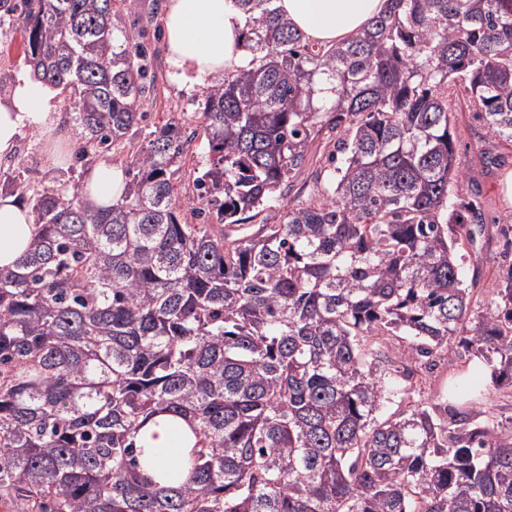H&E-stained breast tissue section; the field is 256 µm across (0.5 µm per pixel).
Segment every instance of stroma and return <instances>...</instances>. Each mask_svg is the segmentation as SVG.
Here are the masks:
<instances>
[{"label": "stroma", "instance_id": "1", "mask_svg": "<svg viewBox=\"0 0 512 512\" xmlns=\"http://www.w3.org/2000/svg\"><path fill=\"white\" fill-rule=\"evenodd\" d=\"M154 68L157 75L158 99L150 107L149 125L162 126L173 121L183 131L194 133L184 168L177 181L180 199L188 223H196L192 201L195 196L192 170L201 165L205 156L202 126L201 85L176 77L167 60L164 42H157ZM0 73L7 75V82L0 84V100L5 99L18 77L31 75L23 49L22 37L12 26L10 19L0 20ZM65 140H57L48 134L28 130L19 139L15 152L0 157V173L19 169L24 171L30 190L38 191L55 185L57 171L74 164L75 156L83 145L72 124H65ZM482 207L486 221L475 225L474 240L466 244L463 280L473 284L474 298L486 303L494 298L501 276L512 266V156L493 172L476 175L466 186ZM474 359L467 353L454 358L444 356L435 360L430 369H420L412 397L416 402L430 401L436 391L460 383L458 399L469 403L471 408L487 412L496 419L512 417V389H495L473 366Z\"/></svg>", "mask_w": 512, "mask_h": 512}]
</instances>
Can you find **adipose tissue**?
<instances>
[{"label":"adipose tissue","mask_w":512,"mask_h":512,"mask_svg":"<svg viewBox=\"0 0 512 512\" xmlns=\"http://www.w3.org/2000/svg\"><path fill=\"white\" fill-rule=\"evenodd\" d=\"M282 16L319 45H334L384 14L389 0H276ZM168 61L175 72L200 84L233 71L247 57L244 19L234 0H167L164 18ZM59 114L54 92L30 78L17 80L0 101V155L10 154L28 129L54 131ZM88 196L101 206L118 200L124 174L112 164L86 171ZM36 226L28 208L0 195V267L14 265L30 247Z\"/></svg>","instance_id":"1"}]
</instances>
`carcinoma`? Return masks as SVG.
<instances>
[{
    "label": "carcinoma",
    "mask_w": 512,
    "mask_h": 512,
    "mask_svg": "<svg viewBox=\"0 0 512 512\" xmlns=\"http://www.w3.org/2000/svg\"><path fill=\"white\" fill-rule=\"evenodd\" d=\"M33 76L89 146L146 121L153 52L136 0H0ZM249 62L204 88L187 224L174 122L124 159L123 195H33L0 267V498L22 512H512V423L406 401L392 373L459 345L512 385V266L471 308L459 253L484 224L451 132L468 110L512 147V0H390L349 41L305 40L273 0H235ZM333 144L312 161L319 135ZM502 155L481 148L485 170ZM313 184L288 198L295 180ZM24 172L0 193L26 198ZM273 203L280 222L255 223ZM405 337L397 367L380 349ZM195 442L138 471L157 416Z\"/></svg>",
    "instance_id": "1"
}]
</instances>
